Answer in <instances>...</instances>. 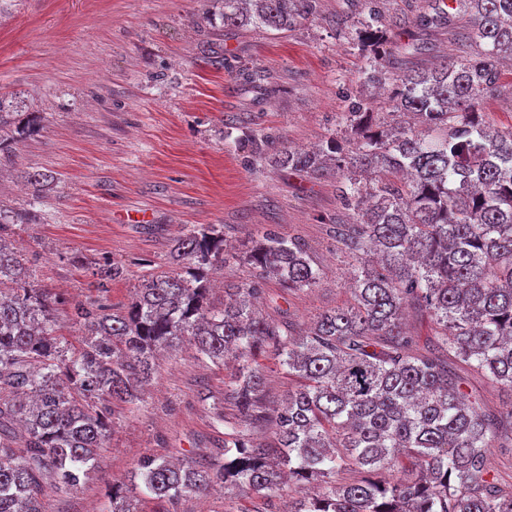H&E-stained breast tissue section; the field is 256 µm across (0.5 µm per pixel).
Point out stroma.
<instances>
[{
  "label": "stroma",
  "instance_id": "35a3bbf8",
  "mask_svg": "<svg viewBox=\"0 0 512 512\" xmlns=\"http://www.w3.org/2000/svg\"><path fill=\"white\" fill-rule=\"evenodd\" d=\"M377 14L376 48L359 39ZM438 0H316L288 33L222 27L213 0H21L0 17V93H22L41 128L14 148L0 171V203L21 209L32 189L23 173L52 175L40 221L18 226L16 244L38 283L62 294L59 332L79 345L70 306L96 297L91 265H124L107 293L128 303L143 278L169 271L168 243L189 224H220L240 244L272 228L302 237L322 271L313 289L264 285L262 310L302 327L349 297L354 261L329 232L347 220L336 180L272 166L222 138L234 115L274 146L308 148L352 138L336 115L354 103L386 113L387 95L412 61L426 70L459 48ZM223 32L224 61L202 50ZM382 66L364 78L370 52ZM258 71L262 82L248 80ZM83 265L71 263V256ZM232 368L197 357L191 345L161 361L142 400L116 406L112 431L88 478L45 488L46 512H105L112 484L130 483L146 455H218L212 402L223 399Z\"/></svg>",
  "mask_w": 512,
  "mask_h": 512
}]
</instances>
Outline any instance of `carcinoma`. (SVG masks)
I'll list each match as a JSON object with an SVG mask.
<instances>
[{
    "instance_id": "cac0c4a2",
    "label": "carcinoma",
    "mask_w": 512,
    "mask_h": 512,
    "mask_svg": "<svg viewBox=\"0 0 512 512\" xmlns=\"http://www.w3.org/2000/svg\"><path fill=\"white\" fill-rule=\"evenodd\" d=\"M219 2L222 25L279 34L315 8ZM452 2L470 18L454 31L469 51L429 71L406 69L390 98L415 124L388 128L358 103L339 116L356 141L348 154L334 137L271 153L264 135L224 126V140L276 167L341 178L338 197L354 219L331 232L356 257L350 297L301 333L259 314L253 299L270 275L290 291L315 287L321 270L307 245L266 231L230 256L224 225L192 224L171 240L174 270L145 280L129 304L100 296L71 307L84 340L69 357L60 297L35 282L10 241L31 213L0 207V512H46V480L74 486L87 475L109 437L112 403L140 401L157 355L186 340L214 364L238 361L224 404L213 407L224 462L143 457L136 475L152 499L177 502L219 481L270 502L288 477L323 485L296 512H512V491L485 465L512 420L489 413L456 371L461 363L512 389V128H490L482 112L502 61L512 60V0ZM38 126L21 97L0 93L1 166ZM232 259L257 279L224 288L214 307L209 275ZM92 275L105 292L124 267L106 260ZM409 307L431 319L423 349L406 331ZM268 357L300 382L279 410L266 399ZM269 420L273 448L251 437ZM345 471L357 477L336 485ZM112 512H135L122 485L112 486Z\"/></svg>"
}]
</instances>
